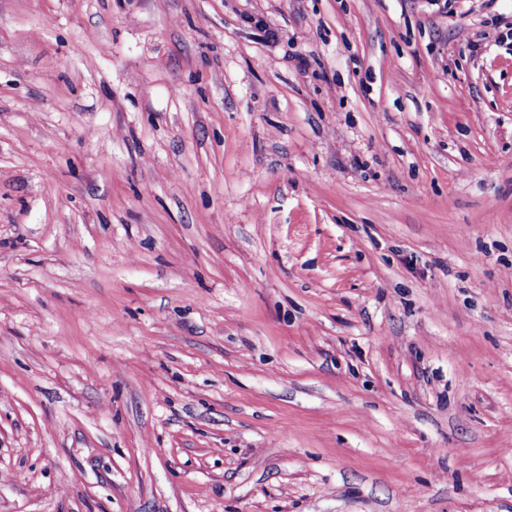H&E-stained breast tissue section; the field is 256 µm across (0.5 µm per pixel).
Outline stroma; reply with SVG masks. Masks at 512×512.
<instances>
[{
    "label": "stroma",
    "instance_id": "obj_1",
    "mask_svg": "<svg viewBox=\"0 0 512 512\" xmlns=\"http://www.w3.org/2000/svg\"><path fill=\"white\" fill-rule=\"evenodd\" d=\"M0 512H512V0H0Z\"/></svg>",
    "mask_w": 512,
    "mask_h": 512
}]
</instances>
